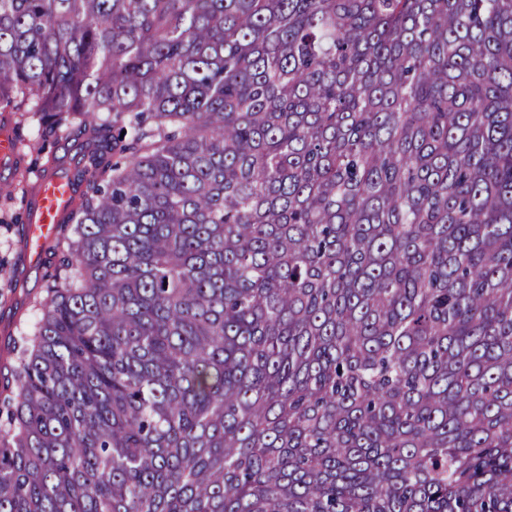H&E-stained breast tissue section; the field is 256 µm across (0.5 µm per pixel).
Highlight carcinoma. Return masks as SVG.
Masks as SVG:
<instances>
[{"mask_svg":"<svg viewBox=\"0 0 512 512\" xmlns=\"http://www.w3.org/2000/svg\"><path fill=\"white\" fill-rule=\"evenodd\" d=\"M28 122L0 512H512V0H0ZM22 134L25 137L28 147H25L22 159L17 147L12 142L10 136L2 130L0 134V162L2 165L13 166L21 160L18 165L21 169L27 168L29 174V185L37 182L38 178L42 177L43 169L48 168L51 171L52 162H50V153L57 158L65 156V148L67 142H70L71 136L68 132L63 131L55 140L49 149L43 152L37 150V129L31 124H25L22 129ZM74 189L72 183L62 175L40 181L34 216L26 230L25 258L29 263L36 264L43 258L46 243L54 237L61 216L72 205ZM49 258V255H45L39 266L26 268L24 288H8V283L0 278V315L4 313V319L0 322V346L9 332L19 339L29 331L36 316L33 300L44 295V275Z\"/></svg>","mask_w":512,"mask_h":512,"instance_id":"obj_1","label":"carcinoma"}]
</instances>
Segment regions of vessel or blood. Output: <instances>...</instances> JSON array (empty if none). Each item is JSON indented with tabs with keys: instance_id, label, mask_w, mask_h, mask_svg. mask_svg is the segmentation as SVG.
<instances>
[{
	"instance_id": "1",
	"label": "vessel or blood",
	"mask_w": 512,
	"mask_h": 512,
	"mask_svg": "<svg viewBox=\"0 0 512 512\" xmlns=\"http://www.w3.org/2000/svg\"><path fill=\"white\" fill-rule=\"evenodd\" d=\"M75 191L64 176L55 175L40 181L36 207L26 230L25 258L35 264L44 256V247L51 240L61 216L71 207Z\"/></svg>"
}]
</instances>
